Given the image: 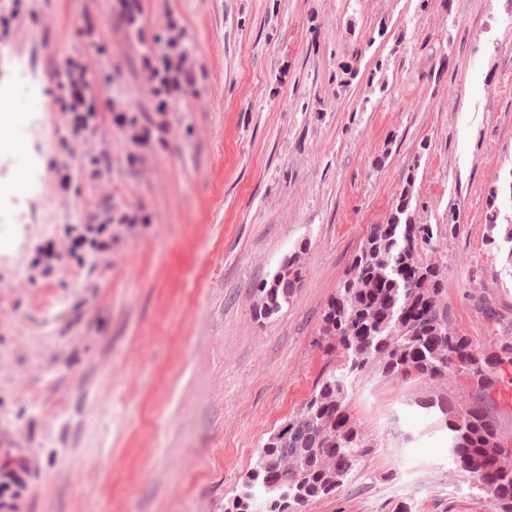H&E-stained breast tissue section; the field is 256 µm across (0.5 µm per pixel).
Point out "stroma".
I'll return each instance as SVG.
<instances>
[{"label": "stroma", "instance_id": "1", "mask_svg": "<svg viewBox=\"0 0 512 512\" xmlns=\"http://www.w3.org/2000/svg\"><path fill=\"white\" fill-rule=\"evenodd\" d=\"M420 3L139 0L132 28L119 0H0V99L30 116L0 129V512H224L332 366L323 311L403 188L417 223L459 219L423 248L458 331L480 351L512 336L508 250L487 244L512 218V0ZM173 26L187 81L162 110L143 68ZM72 62L122 73L78 135L50 109ZM131 110L148 141L114 122ZM106 209L138 221L71 254L67 228ZM295 252L293 300L257 319L253 284ZM428 394L366 372L347 408L373 450L303 512H489Z\"/></svg>", "mask_w": 512, "mask_h": 512}]
</instances>
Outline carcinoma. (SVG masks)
<instances>
[{"label": "carcinoma", "instance_id": "1", "mask_svg": "<svg viewBox=\"0 0 512 512\" xmlns=\"http://www.w3.org/2000/svg\"><path fill=\"white\" fill-rule=\"evenodd\" d=\"M416 205L404 189L387 222L375 225L354 254L315 338L323 353L341 362L323 373L287 425L258 450L224 512H301L312 500L340 493L373 448L346 409L349 390L371 368L391 380L433 385L420 407L441 413L458 471L480 490H494L486 495L491 512H512V448L491 414L493 392H512V340L478 353L471 338L455 330L444 302L447 263L420 253L443 228L414 223ZM301 280L293 254L271 280L252 288L256 316L279 312ZM459 377L472 395L450 415L444 386Z\"/></svg>", "mask_w": 512, "mask_h": 512}]
</instances>
